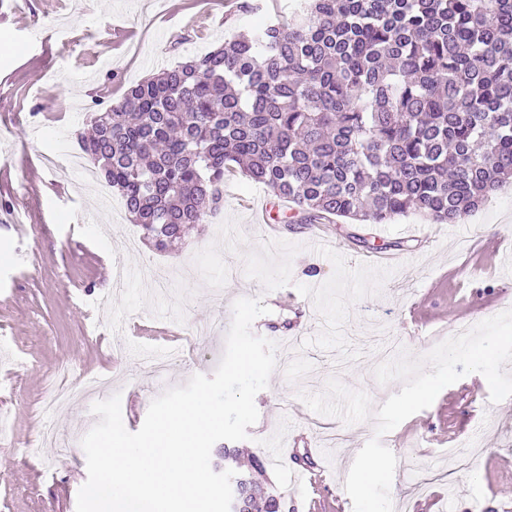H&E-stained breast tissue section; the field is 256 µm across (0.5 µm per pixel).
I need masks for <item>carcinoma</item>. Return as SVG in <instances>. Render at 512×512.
<instances>
[{"instance_id": "cac0c4a2", "label": "carcinoma", "mask_w": 512, "mask_h": 512, "mask_svg": "<svg viewBox=\"0 0 512 512\" xmlns=\"http://www.w3.org/2000/svg\"><path fill=\"white\" fill-rule=\"evenodd\" d=\"M80 143L161 252L233 164L302 224H456L512 182V0H297L129 87ZM263 471L250 512H282Z\"/></svg>"}]
</instances>
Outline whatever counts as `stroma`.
<instances>
[{"label": "stroma", "mask_w": 512, "mask_h": 512, "mask_svg": "<svg viewBox=\"0 0 512 512\" xmlns=\"http://www.w3.org/2000/svg\"><path fill=\"white\" fill-rule=\"evenodd\" d=\"M254 0H0V512H76L87 480L82 437L97 418L96 395L53 404L61 374L70 383L107 377L122 409L149 406L197 373L213 375L225 350L232 305L262 299L269 311L253 334L277 341V367L255 397L257 422L238 441L266 467V488L289 512H334L348 501L345 478L376 437L375 419L348 425L313 412L303 394L330 379L365 392L372 408L400 392L380 384L387 341L414 358L481 321L512 309V185L456 224L417 214L388 224L342 218L321 227L337 260L308 249L309 225L280 212L277 239L253 206L267 188L239 168L224 176L223 200L183 244L158 252L129 217L106 222L104 203L69 168L67 156L93 115L160 70L203 55L230 32L261 17ZM52 155L54 164L43 161ZM375 251L397 266L359 263ZM130 278L113 293L116 265ZM182 328V359L156 376L132 338L115 343L112 326ZM70 435V452L37 449L41 427ZM397 457L390 490L395 512H512V397L494 403L477 374L444 388L433 404L380 436ZM295 442L291 459L275 442ZM54 472L34 477L33 464ZM324 474L296 489L293 470Z\"/></svg>", "instance_id": "obj_1"}]
</instances>
